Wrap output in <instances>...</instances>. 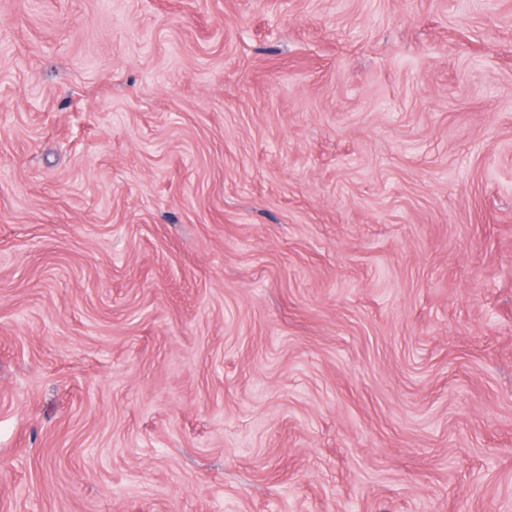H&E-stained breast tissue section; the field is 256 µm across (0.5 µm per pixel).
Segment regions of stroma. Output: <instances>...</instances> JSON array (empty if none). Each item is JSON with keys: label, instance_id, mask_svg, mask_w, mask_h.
<instances>
[{"label": "stroma", "instance_id": "35a3bbf8", "mask_svg": "<svg viewBox=\"0 0 512 512\" xmlns=\"http://www.w3.org/2000/svg\"><path fill=\"white\" fill-rule=\"evenodd\" d=\"M0 512H512V0H0Z\"/></svg>", "mask_w": 512, "mask_h": 512}]
</instances>
